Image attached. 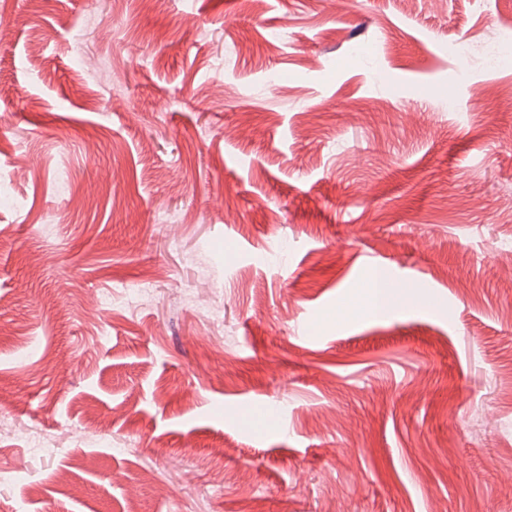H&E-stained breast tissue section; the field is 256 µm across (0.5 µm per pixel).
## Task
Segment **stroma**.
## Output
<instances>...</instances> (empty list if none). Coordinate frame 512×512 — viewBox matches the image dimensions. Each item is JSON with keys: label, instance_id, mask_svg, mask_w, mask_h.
<instances>
[{"label": "stroma", "instance_id": "obj_1", "mask_svg": "<svg viewBox=\"0 0 512 512\" xmlns=\"http://www.w3.org/2000/svg\"><path fill=\"white\" fill-rule=\"evenodd\" d=\"M0 28V512H512V0ZM402 303L395 289L381 277H374L362 299L354 305L355 310L368 311L377 315H388Z\"/></svg>", "mask_w": 512, "mask_h": 512}]
</instances>
